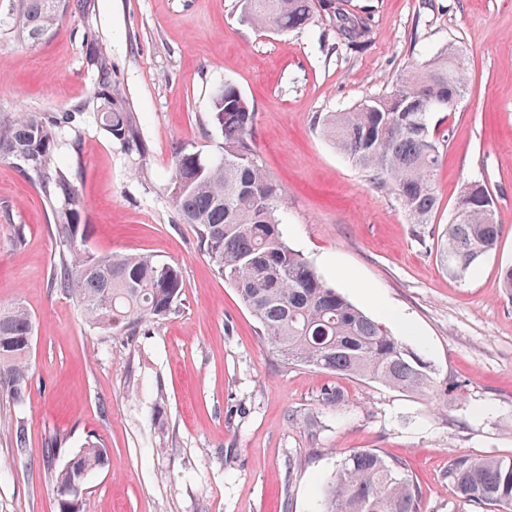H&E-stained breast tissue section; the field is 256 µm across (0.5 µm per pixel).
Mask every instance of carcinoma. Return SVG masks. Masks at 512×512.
Instances as JSON below:
<instances>
[{"mask_svg":"<svg viewBox=\"0 0 512 512\" xmlns=\"http://www.w3.org/2000/svg\"><path fill=\"white\" fill-rule=\"evenodd\" d=\"M18 36L36 41L49 34L70 0H15ZM341 0H244L253 26L282 32L305 28L314 14L332 18ZM346 45L364 49L369 20L351 32L336 29ZM93 98L112 139L142 151L134 117L112 107V82L97 57ZM465 60L453 46L407 67L389 91L351 108L318 118L321 133L368 174L372 184L394 194L412 224L435 222L437 171L447 139L431 131L429 116L448 108V88L464 92ZM75 121L72 112H27L0 121V158L19 162L37 177L53 214V235L68 256L53 274L54 287L75 297L89 321L103 329L133 328L168 316L183 294L179 267L150 255L98 256L81 248L87 235L76 199L77 168L61 163L55 130ZM210 121L222 138L218 154L181 145L175 149L169 193L181 221L196 228L200 250L236 289L257 324V335L287 360L339 376L362 377L422 395L436 390L426 361L386 327L351 304L324 281L280 231V186L259 161L255 111L236 86L212 99ZM502 233L485 181L466 183L446 225L440 262L462 278L495 250ZM34 321L21 306L0 311V387L19 406L25 399ZM108 461L104 446L89 440L50 471L54 486L72 494L58 499L59 512H81L85 482ZM448 478L458 493L489 512L512 509V458H457ZM321 512H419V491L405 464L370 449L339 464Z\"/></svg>","mask_w":512,"mask_h":512,"instance_id":"obj_1","label":"carcinoma"}]
</instances>
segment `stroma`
<instances>
[{"instance_id":"obj_1","label":"stroma","mask_w":512,"mask_h":512,"mask_svg":"<svg viewBox=\"0 0 512 512\" xmlns=\"http://www.w3.org/2000/svg\"><path fill=\"white\" fill-rule=\"evenodd\" d=\"M369 17V45L346 47L321 17L287 34L242 19V0H86L44 39L19 38L0 0V118L73 112L84 246L149 254L178 266L184 292L165 318L132 331L90 323L52 288L64 248L34 175L0 159V310L35 321L27 398L0 394V512H58L45 449L103 444L107 464L83 512H320L340 461L371 449L402 461L421 512H480L448 481L456 458L512 457V0H345ZM467 61L466 91L431 123L450 133L434 223L416 227L314 125L386 92L442 46ZM105 56L112 96L135 116L145 152L104 131L89 100ZM231 83L253 103L261 164L281 186L284 239L318 274L428 362L440 395L399 391L284 360L256 334L236 290L200 251L167 191L176 146L217 152L214 92ZM486 181L502 236L474 273L437 257L463 183ZM23 227V244L14 230ZM401 312L397 324L387 309ZM340 391L332 404L327 395ZM24 418L28 442L11 433Z\"/></svg>"}]
</instances>
